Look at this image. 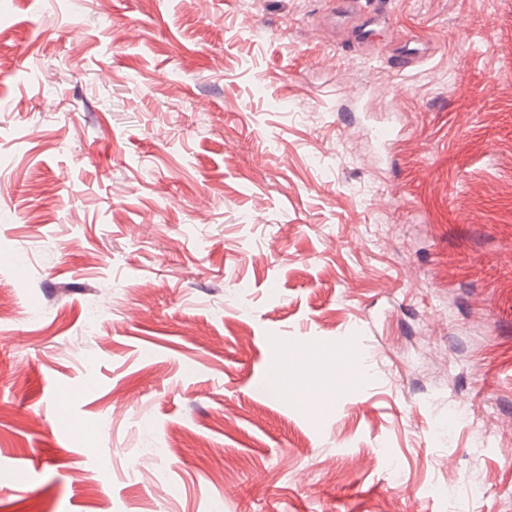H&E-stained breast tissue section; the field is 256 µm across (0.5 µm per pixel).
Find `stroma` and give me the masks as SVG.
Returning <instances> with one entry per match:
<instances>
[{
  "label": "stroma",
  "mask_w": 512,
  "mask_h": 512,
  "mask_svg": "<svg viewBox=\"0 0 512 512\" xmlns=\"http://www.w3.org/2000/svg\"><path fill=\"white\" fill-rule=\"evenodd\" d=\"M367 2L0 0V512H512V0ZM330 8L326 15L330 16L334 25L336 18L349 26L351 43L353 47L366 50L374 42L372 29L374 25L389 26L392 22L389 17L378 12L369 11L362 4V0H330ZM427 52L428 46L425 43L406 40L400 51L391 56V61L395 68L405 71L420 62Z\"/></svg>",
  "instance_id": "obj_1"
}]
</instances>
